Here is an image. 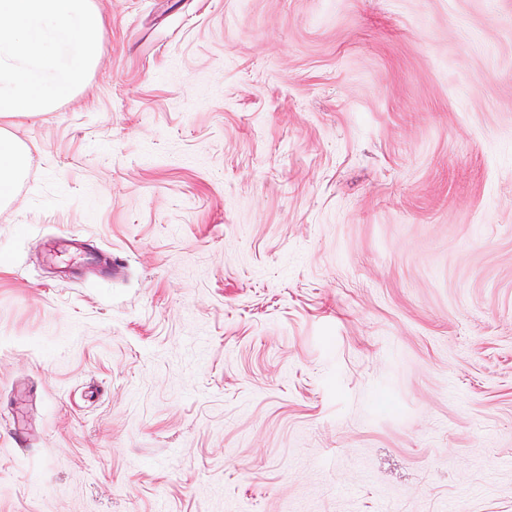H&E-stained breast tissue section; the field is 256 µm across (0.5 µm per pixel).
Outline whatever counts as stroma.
Here are the masks:
<instances>
[{
  "label": "stroma",
  "instance_id": "1",
  "mask_svg": "<svg viewBox=\"0 0 512 512\" xmlns=\"http://www.w3.org/2000/svg\"><path fill=\"white\" fill-rule=\"evenodd\" d=\"M97 3L9 123L0 512H512V0ZM30 163L27 145L9 130L0 128V205L14 200L17 183L25 176Z\"/></svg>",
  "mask_w": 512,
  "mask_h": 512
}]
</instances>
